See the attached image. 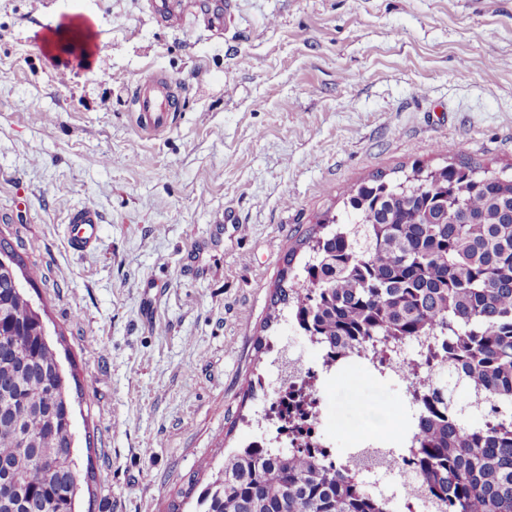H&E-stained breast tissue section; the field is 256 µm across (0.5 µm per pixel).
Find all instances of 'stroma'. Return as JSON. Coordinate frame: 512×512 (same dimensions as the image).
<instances>
[{
    "instance_id": "35a3bbf8",
    "label": "stroma",
    "mask_w": 512,
    "mask_h": 512,
    "mask_svg": "<svg viewBox=\"0 0 512 512\" xmlns=\"http://www.w3.org/2000/svg\"><path fill=\"white\" fill-rule=\"evenodd\" d=\"M220 30L157 25L145 0H0V237L37 271L64 372H77L78 512H193L189 477L240 447L263 393L258 337L289 246L351 184L414 163L512 164V0H189ZM91 21L88 68L64 71ZM183 90L173 127L138 132L130 87ZM446 155H437V148ZM104 218L77 254L68 216ZM235 209L240 233L214 230ZM340 456L400 425L399 382L363 368L327 390Z\"/></svg>"
}]
</instances>
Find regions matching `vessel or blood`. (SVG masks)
I'll return each instance as SVG.
<instances>
[{"instance_id": "obj_1", "label": "vessel or blood", "mask_w": 512, "mask_h": 512, "mask_svg": "<svg viewBox=\"0 0 512 512\" xmlns=\"http://www.w3.org/2000/svg\"><path fill=\"white\" fill-rule=\"evenodd\" d=\"M152 15L163 27L179 31L191 29L198 23L197 18L181 6L180 0H153ZM180 95L176 81L164 74L153 72L141 77L132 90L137 126L148 133L167 131L175 121ZM68 224V243L73 252H83L99 242L102 221L94 209L75 210Z\"/></svg>"}]
</instances>
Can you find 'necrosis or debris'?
Listing matches in <instances>:
<instances>
[{
	"label": "necrosis or debris",
	"instance_id": "4bbe7bcc",
	"mask_svg": "<svg viewBox=\"0 0 512 512\" xmlns=\"http://www.w3.org/2000/svg\"><path fill=\"white\" fill-rule=\"evenodd\" d=\"M364 364V359L319 346L313 358L305 361L298 377L278 382L261 377L260 387H273L274 392L256 412L257 432L277 448L305 452L330 465L339 464L336 450L324 434L323 385L326 379Z\"/></svg>",
	"mask_w": 512,
	"mask_h": 512
}]
</instances>
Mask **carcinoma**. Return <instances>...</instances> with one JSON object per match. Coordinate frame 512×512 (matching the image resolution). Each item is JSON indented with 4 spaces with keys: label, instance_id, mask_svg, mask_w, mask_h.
Wrapping results in <instances>:
<instances>
[{
    "label": "carcinoma",
    "instance_id": "carcinoma-1",
    "mask_svg": "<svg viewBox=\"0 0 512 512\" xmlns=\"http://www.w3.org/2000/svg\"><path fill=\"white\" fill-rule=\"evenodd\" d=\"M342 203L288 249V287L273 292L269 319L286 312L313 342L356 355L439 345L425 377L406 370V396L426 394L410 447L351 457L382 475L375 492L353 467L232 450L210 482L188 489L198 512H384L379 495L400 483L407 454L428 512L435 500L446 512H512V166L415 164L402 179L376 173L346 187ZM2 252L12 264H0V322L19 342L0 341V400L31 412L18 420L0 406V512H75L65 376L24 291L35 271L3 237Z\"/></svg>",
    "mask_w": 512,
    "mask_h": 512
}]
</instances>
